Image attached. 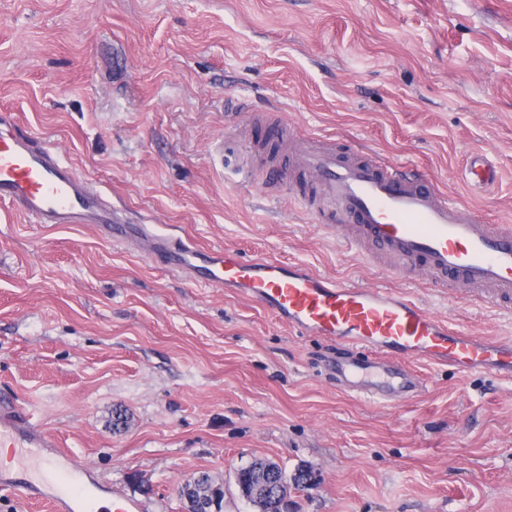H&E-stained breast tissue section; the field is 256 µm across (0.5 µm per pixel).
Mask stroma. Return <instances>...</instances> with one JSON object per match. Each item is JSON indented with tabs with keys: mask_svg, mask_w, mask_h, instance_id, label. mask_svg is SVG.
Masks as SVG:
<instances>
[{
	"mask_svg": "<svg viewBox=\"0 0 512 512\" xmlns=\"http://www.w3.org/2000/svg\"><path fill=\"white\" fill-rule=\"evenodd\" d=\"M101 192L124 224L391 288L466 334L512 340V306L391 275L369 241L316 224L295 159L275 193L258 117L418 169L512 226V0H0V109ZM486 156L498 178L464 177ZM335 344L175 273L90 224L0 205V400L150 512L187 479L236 485L256 458L292 512H512V379L415 361L388 406L328 374Z\"/></svg>",
	"mask_w": 512,
	"mask_h": 512,
	"instance_id": "1",
	"label": "stroma"
}]
</instances>
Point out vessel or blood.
<instances>
[{
  "label": "vessel or blood",
  "instance_id": "b4317fda",
  "mask_svg": "<svg viewBox=\"0 0 512 512\" xmlns=\"http://www.w3.org/2000/svg\"><path fill=\"white\" fill-rule=\"evenodd\" d=\"M273 132L274 144L264 147L267 170L273 177L280 174L272 155L296 156L311 198L320 202L312 212L317 222L343 215L359 237L402 259L401 273L414 268L440 287L477 292L488 304L512 303V228L485 223L419 170L289 139L284 124ZM465 175L486 186L496 171L476 159ZM0 203L37 224H91L115 242L140 236L172 270L246 296L304 335L358 350V357L343 358L333 372L368 399L392 403L419 396L423 385L406 370L410 361L512 378V341L467 335L397 291L343 284L301 263L245 260L232 249L207 250L145 224L120 223L102 195L51 145L34 137L0 138ZM0 446L52 455L58 443L33 425L22 407L0 402ZM0 491L44 502L50 512H91L99 488L89 478L76 489L60 490L0 474Z\"/></svg>",
  "mask_w": 512,
  "mask_h": 512
}]
</instances>
